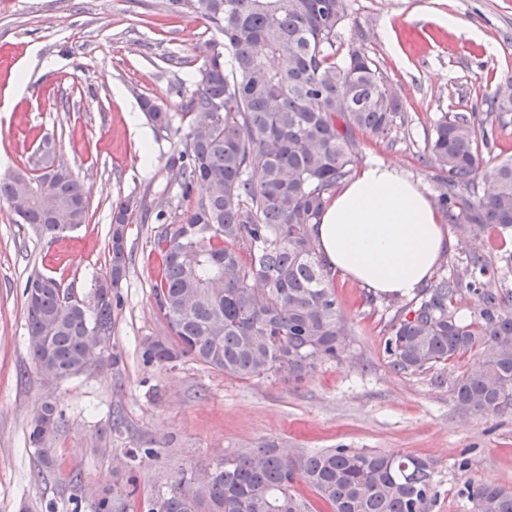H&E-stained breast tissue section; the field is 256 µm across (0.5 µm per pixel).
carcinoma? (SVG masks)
<instances>
[{"instance_id": "carcinoma-1", "label": "carcinoma", "mask_w": 512, "mask_h": 512, "mask_svg": "<svg viewBox=\"0 0 512 512\" xmlns=\"http://www.w3.org/2000/svg\"><path fill=\"white\" fill-rule=\"evenodd\" d=\"M176 12L205 19L224 41L200 69L181 111L141 100L154 127L184 131L173 158L175 184L186 202L178 221L163 210L124 201L112 211L111 296L88 309L69 289L40 272L24 294L32 361L45 378L73 377L104 353L97 332H112L114 307L131 255L119 227L138 211L153 222L161 275L153 298L168 338H146L150 362L188 357L240 380L285 376L302 380L334 359L346 335L336 292L311 235L336 186L360 159L355 131L390 137L401 117L396 93L362 48L337 56L345 0H169ZM490 113L512 114V85L495 90ZM492 135L473 113L443 114L425 160L448 173L442 205L462 232L489 224L512 231V157L476 184L481 152ZM207 187L194 196V186ZM0 201L14 223L56 237L88 223L84 183L50 142L27 169L0 174ZM471 294L473 318L449 306ZM512 292L487 288L468 272L424 290L391 329L385 351L398 371L426 370L472 351L477 359L452 385L456 405L480 416L512 404ZM63 413L46 401L30 423L42 474L55 467L54 438ZM313 489L332 512H431L438 495L432 463L412 455L333 448L284 453L262 445L218 460L197 480L148 505V512H307L292 490ZM475 512H512V489L468 481Z\"/></svg>"}]
</instances>
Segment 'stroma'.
<instances>
[{
  "label": "stroma",
  "instance_id": "1",
  "mask_svg": "<svg viewBox=\"0 0 512 512\" xmlns=\"http://www.w3.org/2000/svg\"><path fill=\"white\" fill-rule=\"evenodd\" d=\"M346 10L339 43L362 45L405 117L391 141L358 133L360 162L394 164L438 200L448 175L425 163V147L442 113L485 119L486 98L512 81V0H346ZM449 16L463 29L448 28ZM221 39L205 20L172 13L167 0H0V172L26 164L47 138L90 202L88 223L55 238L13 223L0 202V512H94L105 489L126 512H144L182 473L261 445L417 456L433 465L432 512H474L466 480L512 488V407L480 417L456 405L452 383L470 354L422 371L393 369L384 345L405 301L352 281L334 282L342 350L303 381H241L187 357L148 364L143 340L165 333L152 296L159 258L150 225L134 217L126 226L133 262L103 361L58 381L36 371L27 277L48 274L90 301L107 270L117 204L143 198L168 216L181 213L171 166L180 138L155 130L140 100L179 111L180 84L196 79ZM448 233L456 246L436 277L478 256L485 279L512 290V233L488 227L466 237L453 225ZM48 398L64 424L53 442L56 470L41 475L28 434ZM463 459L469 470H460Z\"/></svg>",
  "mask_w": 512,
  "mask_h": 512
}]
</instances>
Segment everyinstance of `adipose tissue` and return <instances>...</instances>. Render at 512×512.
Segmentation results:
<instances>
[{
  "label": "adipose tissue",
  "instance_id": "obj_1",
  "mask_svg": "<svg viewBox=\"0 0 512 512\" xmlns=\"http://www.w3.org/2000/svg\"><path fill=\"white\" fill-rule=\"evenodd\" d=\"M312 236L333 274L380 296H412L454 247L429 197L384 162L343 185Z\"/></svg>",
  "mask_w": 512,
  "mask_h": 512
}]
</instances>
